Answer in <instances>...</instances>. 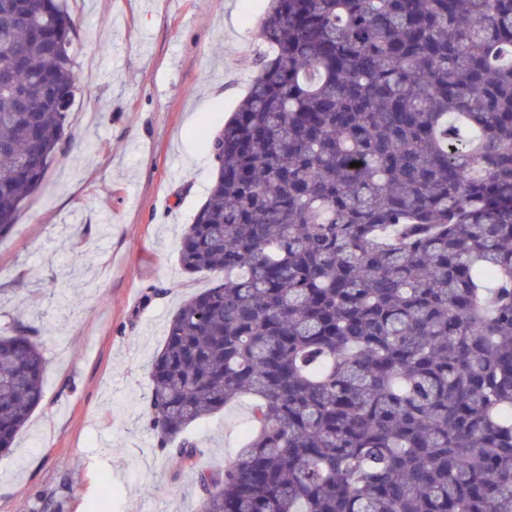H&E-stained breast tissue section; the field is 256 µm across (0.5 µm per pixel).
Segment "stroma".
I'll list each match as a JSON object with an SVG mask.
<instances>
[{"instance_id": "35a3bbf8", "label": "stroma", "mask_w": 512, "mask_h": 512, "mask_svg": "<svg viewBox=\"0 0 512 512\" xmlns=\"http://www.w3.org/2000/svg\"><path fill=\"white\" fill-rule=\"evenodd\" d=\"M268 0H67L88 90L72 142L0 240V332L47 350L44 397L0 458V512H195L143 413L168 319L212 277L184 274L180 238L213 175L205 139L255 73ZM111 35L101 50L103 35ZM54 288L53 302L42 301ZM250 399L191 426L201 467L239 451Z\"/></svg>"}]
</instances>
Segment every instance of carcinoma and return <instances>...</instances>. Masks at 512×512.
<instances>
[{"mask_svg":"<svg viewBox=\"0 0 512 512\" xmlns=\"http://www.w3.org/2000/svg\"><path fill=\"white\" fill-rule=\"evenodd\" d=\"M78 23L0 0V240L61 153ZM180 240L147 424L198 512H512V0H270ZM360 166L352 167L350 163ZM46 355L0 334V457ZM243 397L233 463L184 437Z\"/></svg>","mask_w":512,"mask_h":512,"instance_id":"obj_1","label":"carcinoma"}]
</instances>
